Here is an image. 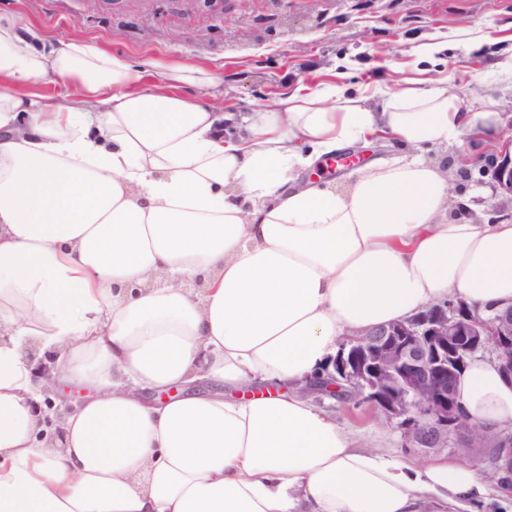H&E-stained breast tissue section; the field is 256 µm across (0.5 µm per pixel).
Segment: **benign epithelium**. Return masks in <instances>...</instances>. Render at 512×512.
<instances>
[{"label":"benign epithelium","instance_id":"1","mask_svg":"<svg viewBox=\"0 0 512 512\" xmlns=\"http://www.w3.org/2000/svg\"><path fill=\"white\" fill-rule=\"evenodd\" d=\"M491 165L496 191L512 200V154ZM488 348L512 383V306L484 316L457 298L367 331L340 347L327 366L344 379L351 399L397 424L402 447L425 455L455 448L464 457L493 448L499 473L512 469V433L482 443L483 430L462 417L454 392L464 356Z\"/></svg>","mask_w":512,"mask_h":512}]
</instances>
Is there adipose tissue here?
Returning a JSON list of instances; mask_svg holds the SVG:
<instances>
[{
	"mask_svg": "<svg viewBox=\"0 0 512 512\" xmlns=\"http://www.w3.org/2000/svg\"><path fill=\"white\" fill-rule=\"evenodd\" d=\"M48 80L62 94L36 93ZM183 84L216 78L0 21V512L512 506L511 484L455 457L398 460L297 392L342 343L429 304L512 305V218L449 219L450 174L423 155L491 135L495 97L411 78L376 111L326 85L234 137ZM386 138L410 155L346 190L298 180L304 146ZM34 343L57 383L91 391L54 428ZM198 380L211 391L184 394ZM456 394L471 422L512 430L496 359L470 357Z\"/></svg>",
	"mask_w": 512,
	"mask_h": 512,
	"instance_id": "obj_1",
	"label": "adipose tissue"
}]
</instances>
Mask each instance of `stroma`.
I'll list each match as a JSON object with an SVG mask.
<instances>
[{"label":"stroma","instance_id":"stroma-1","mask_svg":"<svg viewBox=\"0 0 512 512\" xmlns=\"http://www.w3.org/2000/svg\"><path fill=\"white\" fill-rule=\"evenodd\" d=\"M0 16L32 26L51 41L94 43L146 70L155 65L198 64L216 87L181 86L227 114L268 109L280 95L336 83L378 84L428 69L450 87L498 100L500 146L464 138L459 152L470 176H453L451 193L491 186L482 160L512 146V0H0ZM443 49L431 55L427 49ZM320 408L346 428L400 458L396 425L370 409H347L335 399Z\"/></svg>","mask_w":512,"mask_h":512}]
</instances>
